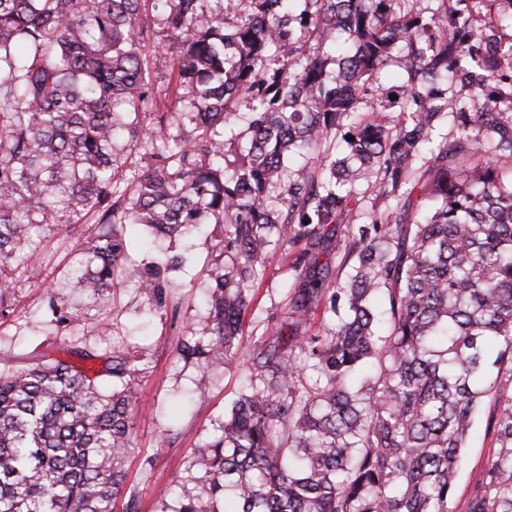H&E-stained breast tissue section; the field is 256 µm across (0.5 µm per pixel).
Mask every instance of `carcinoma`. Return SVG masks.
<instances>
[{
	"instance_id": "carcinoma-1",
	"label": "carcinoma",
	"mask_w": 512,
	"mask_h": 512,
	"mask_svg": "<svg viewBox=\"0 0 512 512\" xmlns=\"http://www.w3.org/2000/svg\"><path fill=\"white\" fill-rule=\"evenodd\" d=\"M209 2L0 0V319L17 308L8 260L41 259V225L99 226L71 251L108 308L127 225L222 224L236 262L211 270L207 324L179 351L239 362L246 387L189 461L205 494L165 489L161 512L229 496L233 512H448L485 399L498 450L468 512H512V395L497 391L512 365V41L480 25L512 0H437L428 17L409 0ZM149 40L173 63L165 105ZM461 93L475 111H448ZM345 223L350 272L329 294L328 272L302 275L291 304L303 320L324 301L323 335L248 352L269 251ZM167 265L140 283L158 310ZM140 374L117 351L91 376L64 359L0 371V512H114Z\"/></svg>"
}]
</instances>
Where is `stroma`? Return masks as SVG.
Here are the masks:
<instances>
[{
    "instance_id": "1",
    "label": "stroma",
    "mask_w": 512,
    "mask_h": 512,
    "mask_svg": "<svg viewBox=\"0 0 512 512\" xmlns=\"http://www.w3.org/2000/svg\"><path fill=\"white\" fill-rule=\"evenodd\" d=\"M97 230L93 224H58L41 231L45 247L40 262L25 266L13 282V292L22 311L21 319L0 323V370H22L77 346L100 354L114 350L130 353L141 368L142 382L137 411L133 416L134 445L126 457V485L115 512H125L128 500H136L138 512H158V492L176 486L184 475L194 448L217 434L224 415L245 383L237 364L214 372L194 361L184 360L178 348L193 330L205 324L204 297L209 273L216 263L232 264V255H218L213 245L224 236L220 225H208L190 238L159 240L167 255L186 254L187 259L170 277L178 286L182 306L178 312L155 311L152 297L138 289L137 282L150 262L147 237L140 225L126 229L130 241V262L117 288L118 307L104 313L86 297L78 284L65 289L58 305L65 313L66 326L47 332L43 319L47 292L63 275L78 276L79 267L70 252L72 241L86 239ZM348 241L346 225H337L332 236L317 245L306 242L286 244L269 254L264 271L254 285V297L247 313L243 336L250 351L270 340L273 330L284 327L287 336L322 333V308L311 311L307 321L296 322L291 313L292 294L299 283L300 251L328 263V288H335L339 261ZM491 411L483 403L477 425L463 450L455 490L448 512H467L468 503L489 460L495 455L494 437L486 433Z\"/></svg>"
}]
</instances>
